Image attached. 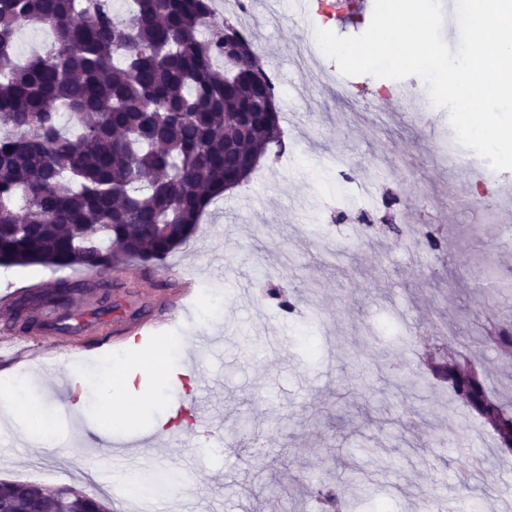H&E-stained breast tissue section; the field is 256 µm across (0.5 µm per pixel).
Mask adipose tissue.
<instances>
[{
	"label": "adipose tissue",
	"mask_w": 512,
	"mask_h": 512,
	"mask_svg": "<svg viewBox=\"0 0 512 512\" xmlns=\"http://www.w3.org/2000/svg\"><path fill=\"white\" fill-rule=\"evenodd\" d=\"M129 358L113 362L112 368L101 383L105 398L103 414L109 421H129L134 419L148 394L136 392L132 383L135 373L157 375L159 357L156 352L140 349L132 345ZM22 377L12 374L0 384V418L22 427L29 435V445L33 450L50 449L52 434L37 410L20 399Z\"/></svg>",
	"instance_id": "adipose-tissue-1"
}]
</instances>
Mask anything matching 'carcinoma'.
<instances>
[{
	"label": "carcinoma",
	"mask_w": 512,
	"mask_h": 512,
	"mask_svg": "<svg viewBox=\"0 0 512 512\" xmlns=\"http://www.w3.org/2000/svg\"><path fill=\"white\" fill-rule=\"evenodd\" d=\"M213 0H130L118 18L108 0H0V266L83 268L99 276L130 261L164 263L194 235L230 177L285 150L267 77L233 55L250 45L229 21L212 22ZM54 29L21 63L11 51L24 23ZM65 110L75 129L60 124ZM92 283L60 279L24 296L12 319L44 299L60 306ZM482 345L512 356V329ZM471 414L512 455V415L485 387L483 367L460 352L432 366ZM71 512H109L100 499L67 489ZM320 512L349 504L317 491ZM52 488L0 482V512H54Z\"/></svg>",
	"instance_id": "carcinoma-1"
}]
</instances>
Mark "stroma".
<instances>
[{
    "label": "stroma",
    "instance_id": "stroma-1",
    "mask_svg": "<svg viewBox=\"0 0 512 512\" xmlns=\"http://www.w3.org/2000/svg\"><path fill=\"white\" fill-rule=\"evenodd\" d=\"M362 2L353 25L318 5L303 19L291 0H253V41L280 59L283 155L216 199L165 265L113 267L108 297L81 294L61 312L71 328L78 313L90 326L100 314L158 319L179 302L166 269L194 279L186 313L164 334L134 339L160 352L180 337L193 379L148 378L158 399L111 424L96 409L97 376L84 387L86 415L62 403L70 355L44 367L0 360V373L25 376L24 397L59 442L35 453L20 433L0 429V481L84 491L91 470L119 494L132 475L175 474L178 488L154 512H315L323 486L361 497L354 468L386 512H503L512 503V456L495 454L493 434L426 363L450 348L477 353L488 390L512 412V358L479 343L487 324L512 323V291L482 287L474 262L485 254L512 276V209L476 202L499 192L503 174L488 165L458 173L450 116L424 111L420 77L346 76L329 57L320 75L299 55L319 29L363 33L374 0ZM295 112L306 122L289 123ZM341 154L401 236L352 234L356 212L336 193ZM429 224L445 229L443 249L413 247ZM275 288L294 312L279 309ZM182 392L205 403L221 444L191 427L168 441L163 429Z\"/></svg>",
    "mask_w": 512,
    "mask_h": 512
}]
</instances>
